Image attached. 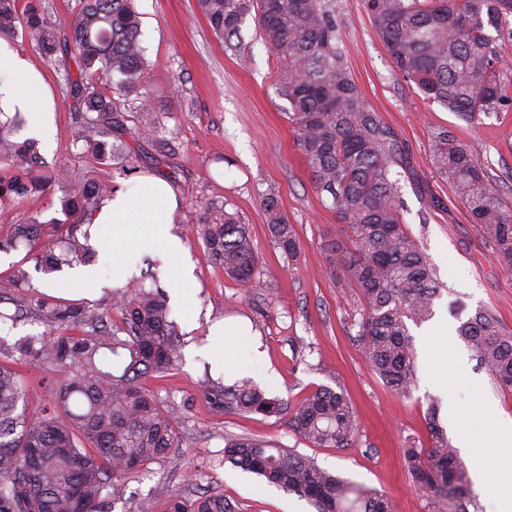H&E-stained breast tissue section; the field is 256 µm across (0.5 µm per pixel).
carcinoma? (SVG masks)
Returning <instances> with one entry per match:
<instances>
[{
  "mask_svg": "<svg viewBox=\"0 0 512 512\" xmlns=\"http://www.w3.org/2000/svg\"><path fill=\"white\" fill-rule=\"evenodd\" d=\"M227 49L238 51L241 27L255 15L261 35L279 58L288 119L311 181L348 226L332 243L363 303L362 351L384 383L400 396L415 385L407 322L428 320L441 288L421 244L408 233L394 167L409 161L394 132L367 103L347 66L336 24L335 0H196ZM371 26L397 75L424 99L475 123L512 106V86L500 79L502 56L493 33L512 22V0H363ZM20 35L64 68L74 101L75 142L99 164L128 161L124 136L155 141L159 156L176 145L157 137V103L146 84L150 62L134 0H80L70 27L59 30L40 0H0V37ZM75 62L77 74L69 64ZM138 102L128 127L129 100ZM20 113L0 122V206H21L57 186L66 219L61 236L46 240L37 219L18 224L0 251L26 249L46 273L88 259L91 220L112 194L94 179L68 184L62 169L41 167L33 140L19 139ZM113 138V142L106 138ZM432 166L480 227L498 263L512 272V210L495 190L472 146L448 129L431 139ZM273 241L284 255L300 251L277 196H264ZM87 230H81L82 226ZM82 236H77V232ZM209 259L241 286L255 280L259 256L248 228L226 205L210 203L198 224ZM28 274L14 267L0 278L14 311H0V328L34 319L44 326L13 343L0 336V512H103L126 481L181 447L179 409L157 397L144 379L174 369L179 329L167 297L141 281L112 291L102 308L57 296L31 295ZM474 357L499 385L512 389V334L495 314L478 310L457 329ZM42 373L50 399L28 408L33 381L18 367ZM199 390L217 413L277 415L282 402L249 380L226 386L210 377ZM289 424L315 448H349L358 435L353 407L341 390L321 386L289 407ZM428 414V444L405 449L417 486L448 501V512H468L472 493L463 461ZM224 461L257 474L313 504L317 512H396L386 494L355 485L295 453L271 451L264 441L229 438ZM160 512H234L222 497L187 499L158 486Z\"/></svg>",
  "mask_w": 512,
  "mask_h": 512,
  "instance_id": "carcinoma-1",
  "label": "carcinoma"
}]
</instances>
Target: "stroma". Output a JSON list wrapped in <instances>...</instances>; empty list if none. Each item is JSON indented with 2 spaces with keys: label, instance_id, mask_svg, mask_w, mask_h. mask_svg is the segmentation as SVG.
Segmentation results:
<instances>
[{
  "label": "stroma",
  "instance_id": "obj_1",
  "mask_svg": "<svg viewBox=\"0 0 512 512\" xmlns=\"http://www.w3.org/2000/svg\"><path fill=\"white\" fill-rule=\"evenodd\" d=\"M135 7L146 55L158 77L153 89L161 100V136L174 140L177 153L159 165L150 142L136 143L140 161L132 172L117 164H97L75 147L63 68L47 62L22 37L0 39L1 47L42 74L54 97L53 139L38 145L46 166H65L75 181L115 184L150 172L170 182L182 199L175 231L195 265L196 278L192 303L171 306L180 327L182 360L174 370L146 380L159 397L180 407L182 445L150 464L149 475L128 480L112 512H157L153 491L161 482L192 499L203 492L222 496L236 512H287L291 506L297 512H314L298 495L222 463L224 440L233 436L264 440L354 483L386 492L398 512H448L445 501L417 489L404 451L412 442L427 443L425 417L434 402L440 405L441 426L466 463L471 460L466 445L483 446L497 424L512 423V392L500 388L479 366L449 309L459 299L466 315L492 310L512 332V275L494 260L466 207L433 168L431 134L448 128L463 143L476 146L491 184L512 206V110L471 124L424 101L396 75L361 0H336V23L352 76L410 161L398 183L405 227L445 284L431 321L409 327L417 383L411 396L403 398L385 385L360 351V295L330 250L345 227L308 176L287 118L290 104L281 92V63L260 37L254 18L246 20L237 54L215 37L196 0H135ZM271 189L301 244L292 260L276 248L269 231L263 196ZM224 201L249 228L259 255L258 288H243L214 266L197 236L204 206ZM61 215L57 190L23 207H0V237L34 219L54 234V220ZM92 264L100 288L87 301L92 308L132 279L146 281L155 273L163 287L171 285V261L158 248L131 254L123 275L113 269L111 255H97ZM224 318L245 319L265 351L276 379L257 376L253 382L267 397L291 404L320 386L342 388L356 412L357 441L348 448H316L293 431L284 415H215L198 386L216 348L208 324ZM438 325L448 328V369L441 375L427 356L428 336Z\"/></svg>",
  "mask_w": 512,
  "mask_h": 512
}]
</instances>
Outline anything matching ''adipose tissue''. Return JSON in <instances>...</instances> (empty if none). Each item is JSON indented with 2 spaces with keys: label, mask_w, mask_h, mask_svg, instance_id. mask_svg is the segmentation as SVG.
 Here are the masks:
<instances>
[{
  "label": "adipose tissue",
  "mask_w": 512,
  "mask_h": 512,
  "mask_svg": "<svg viewBox=\"0 0 512 512\" xmlns=\"http://www.w3.org/2000/svg\"><path fill=\"white\" fill-rule=\"evenodd\" d=\"M16 72L23 73V82L11 81V74ZM0 110L21 111L28 133L36 137L48 132L54 112L51 94L41 75L18 55L2 51ZM181 206L176 190L168 181L148 174L133 183L114 186L111 198L93 218L98 247L111 254L114 267H123L133 248H163L173 263L172 292L178 302L186 298V287L193 279L183 245L174 232ZM210 333L224 342L216 355L222 371L267 374L264 352L243 338L237 324L219 321L211 326ZM473 472L489 499L491 512H512V466L491 470L477 460Z\"/></svg>",
  "instance_id": "ef3b65f1"
}]
</instances>
